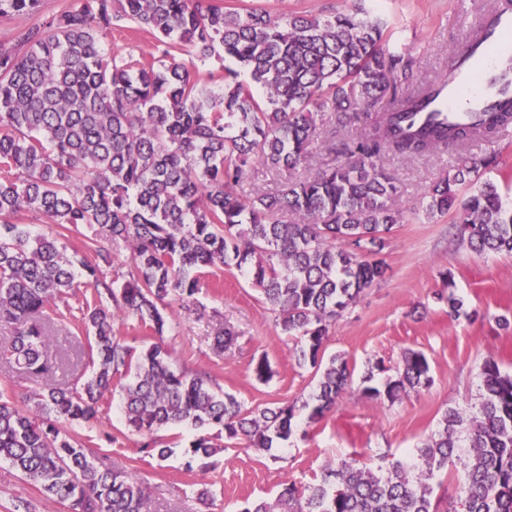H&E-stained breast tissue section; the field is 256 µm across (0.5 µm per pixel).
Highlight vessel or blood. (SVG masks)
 <instances>
[{"mask_svg": "<svg viewBox=\"0 0 512 512\" xmlns=\"http://www.w3.org/2000/svg\"><path fill=\"white\" fill-rule=\"evenodd\" d=\"M478 26L479 40H468L459 50L462 60L442 82L441 92L432 107L448 122L466 121L469 113L481 112L498 103L506 94L498 77L512 68V6L501 4L484 15Z\"/></svg>", "mask_w": 512, "mask_h": 512, "instance_id": "b4317fda", "label": "vessel or blood"}]
</instances>
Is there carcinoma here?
<instances>
[{
    "mask_svg": "<svg viewBox=\"0 0 512 512\" xmlns=\"http://www.w3.org/2000/svg\"><path fill=\"white\" fill-rule=\"evenodd\" d=\"M41 0H0V17L30 15ZM132 20L150 31L162 58L107 55L101 39ZM381 22L358 12L331 18L273 16L224 7L223 0H82L79 7L21 29L0 43V322L11 325L14 364L34 378L56 372L51 355L59 304L84 288L79 312L89 347L76 360L88 377L38 388L18 399L0 391V461L71 512H143L137 472L98 466L69 427L99 418L112 386L122 392L127 430L140 452L161 459L159 432L198 430L184 445L195 459L241 440L267 452L293 432L296 404L247 410L208 376L174 369L163 336L177 302L196 295L213 268H235L261 291L285 336H299L298 365L319 373L311 416L354 393L346 359L324 360L329 328L365 290L386 278L379 257L404 222L396 176L384 157L416 158L458 149L452 172L424 193L428 215H450L453 235L476 254L512 255V207L487 173L497 156L463 153L512 123V101L469 124H418L439 82L416 83L417 60L383 49ZM205 60L222 50L219 90L201 87L175 52ZM351 138L313 177H298L323 117ZM289 174L275 193L243 198L246 170ZM30 212L50 229L17 222ZM87 230L69 253L65 233ZM125 244L132 267L119 286L100 246ZM342 246H336V242ZM157 341L135 351L112 328L103 297ZM235 332L222 326L218 355ZM361 393L393 403L431 385L429 362L407 349L396 375ZM475 404L449 408L441 429L408 461L374 468L355 457L312 485L286 484L243 512H512V372L487 359ZM463 465L453 495L440 476Z\"/></svg>",
    "mask_w": 512,
    "mask_h": 512,
    "instance_id": "obj_1",
    "label": "carcinoma"
}]
</instances>
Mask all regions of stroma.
I'll list each match as a JSON object with an SVG mask.
<instances>
[{"mask_svg": "<svg viewBox=\"0 0 512 512\" xmlns=\"http://www.w3.org/2000/svg\"><path fill=\"white\" fill-rule=\"evenodd\" d=\"M498 0H224L226 7L260 8L272 15L308 14L326 18L364 9L387 24L383 46L419 62L418 78L448 75L450 49L468 38L472 23ZM108 52L125 56L153 52L155 39L136 23L121 22L103 41ZM455 159L386 158L399 182L408 221L391 233L381 256L390 266L383 283L365 291L359 302L332 325L326 355L345 357L354 383L376 362L395 368L405 349L423 351L432 384L409 392L395 403L359 395L338 403L322 418L309 409L296 413L291 438L258 455L242 444L225 442L210 467L189 463L183 446L191 430L176 428L171 456L159 459L139 450L140 439L125 429L120 393L99 419L75 426L97 460L137 470L150 496V512H242L247 503L274 498L283 485L319 481L324 468L356 457L369 462L379 455L398 459L413 452L438 429L448 408L477 402L480 366L487 358L512 371V256L478 255L449 237V217L427 216L426 187L448 172ZM454 289L463 300L459 316L437 298ZM200 310L185 313L179 304L168 310L164 341L176 369L209 373L225 392L246 408L274 402L303 403L316 387L310 366L293 357L296 339L284 336L262 303L257 288L236 270H218L204 280ZM236 333L223 355L213 351L218 324ZM267 358L273 374L258 381L252 367ZM208 490L200 500V490ZM30 512H69L66 503L49 497L0 462V512H15L19 502Z\"/></svg>", "mask_w": 512, "mask_h": 512, "instance_id": "1", "label": "stroma"}]
</instances>
